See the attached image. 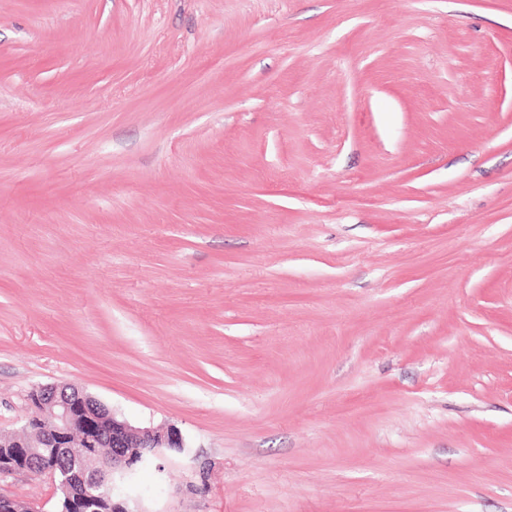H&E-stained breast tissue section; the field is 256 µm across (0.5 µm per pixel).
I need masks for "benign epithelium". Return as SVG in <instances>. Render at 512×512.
<instances>
[{
	"instance_id": "obj_1",
	"label": "benign epithelium",
	"mask_w": 512,
	"mask_h": 512,
	"mask_svg": "<svg viewBox=\"0 0 512 512\" xmlns=\"http://www.w3.org/2000/svg\"><path fill=\"white\" fill-rule=\"evenodd\" d=\"M27 401L32 415L21 431L1 437L0 446L19 460L36 461L35 470L12 462L0 475L28 473L49 480L64 495V512H83L74 488L106 496L116 475L161 449L184 447L178 430L133 427L72 384L35 387Z\"/></svg>"
}]
</instances>
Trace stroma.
<instances>
[{"instance_id":"1","label":"stroma","mask_w":512,"mask_h":512,"mask_svg":"<svg viewBox=\"0 0 512 512\" xmlns=\"http://www.w3.org/2000/svg\"><path fill=\"white\" fill-rule=\"evenodd\" d=\"M53 383L181 432L132 512H512V0H0V433Z\"/></svg>"}]
</instances>
